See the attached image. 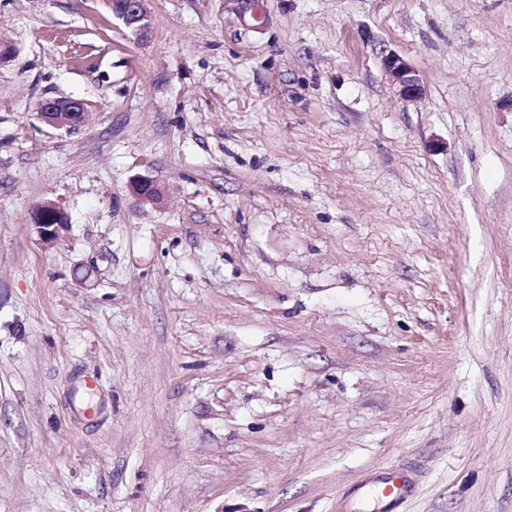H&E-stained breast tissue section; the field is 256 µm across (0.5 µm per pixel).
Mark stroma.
I'll use <instances>...</instances> for the list:
<instances>
[{
	"mask_svg": "<svg viewBox=\"0 0 512 512\" xmlns=\"http://www.w3.org/2000/svg\"><path fill=\"white\" fill-rule=\"evenodd\" d=\"M147 7L0 0V512H512V0ZM148 0H107L112 4V17L138 38H145L151 28L152 19L146 7ZM383 66L398 98L416 100L422 97L420 79L403 58L391 52L383 58ZM39 115L50 126L68 128L79 127L88 118V113L83 103L67 99H54L42 102ZM34 223L40 241L45 245L57 242L62 231H65L69 225L64 211L51 202H46L38 207ZM413 482L402 471L385 470L372 476L355 489L354 500L346 512H359L370 498L377 500L379 512H401L400 508L411 495Z\"/></svg>",
	"mask_w": 512,
	"mask_h": 512,
	"instance_id": "stroma-1",
	"label": "stroma"
}]
</instances>
